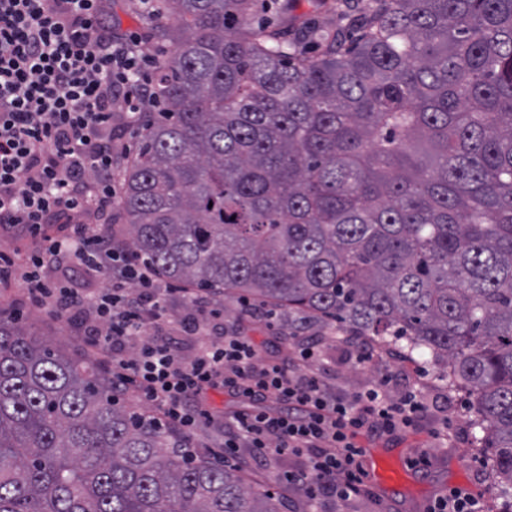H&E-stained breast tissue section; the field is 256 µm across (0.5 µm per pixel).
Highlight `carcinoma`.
Listing matches in <instances>:
<instances>
[{
	"label": "carcinoma",
	"mask_w": 512,
	"mask_h": 512,
	"mask_svg": "<svg viewBox=\"0 0 512 512\" xmlns=\"http://www.w3.org/2000/svg\"><path fill=\"white\" fill-rule=\"evenodd\" d=\"M258 5L156 4L127 245L172 285L429 350L512 488V0H343L325 28ZM283 510L0 310V512Z\"/></svg>",
	"instance_id": "1"
}]
</instances>
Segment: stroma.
<instances>
[{"instance_id":"35a3bbf8","label":"stroma","mask_w":512,"mask_h":512,"mask_svg":"<svg viewBox=\"0 0 512 512\" xmlns=\"http://www.w3.org/2000/svg\"><path fill=\"white\" fill-rule=\"evenodd\" d=\"M0 309L18 313L33 331L54 342L63 354L82 358L91 350L83 338V317H58L49 311L29 307L25 284L13 277L0 281ZM293 328L286 310H279L273 328L261 325L250 330L261 357H287V340ZM327 360L324 378L338 393L348 394L382 376H390L394 392L419 384L426 409L415 424L391 437L360 435L364 447L362 465L367 474L370 497L348 507L333 499H322L319 512H426L427 506L449 489L481 490L491 479L492 469L485 453L475 442L471 425L469 396L464 389H448L444 382L447 366L430 354L416 351L395 357L391 348L378 345L367 337L354 342L343 340V330L324 329ZM369 348L373 357L362 362L360 348ZM206 404L213 421L201 422L192 435L197 455H208L224 444V419L239 402L221 390L210 391ZM237 457L247 464L246 475L252 482L281 493L288 512H304L306 503L284 480L286 472L302 465L300 458L288 454L271 455L264 468H256L251 449L241 448ZM391 467L396 477L386 480L384 467Z\"/></svg>"}]
</instances>
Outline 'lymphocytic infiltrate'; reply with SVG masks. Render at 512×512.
Segmentation results:
<instances>
[{
	"mask_svg": "<svg viewBox=\"0 0 512 512\" xmlns=\"http://www.w3.org/2000/svg\"><path fill=\"white\" fill-rule=\"evenodd\" d=\"M147 60L139 33L113 29L108 0H0V226L37 240L19 272L28 299L59 316L88 312L86 344L113 386L160 407V424L192 434L212 418L204 396L224 389L250 404L226 425L224 460L242 445L260 461L287 452L305 461L285 478L307 503L361 497L359 430L382 436L412 426L425 408L418 391L392 395L384 378L337 394L324 380L321 336H296L288 361L260 359L246 332L219 333V310L197 292V314L181 328L201 342L184 357L162 323L171 288L102 228L119 162L114 107H125L127 125L144 122L155 101ZM83 212L98 225L75 222ZM53 224L60 232H50ZM73 268L103 277L107 288L80 294L67 275ZM134 338L142 344L125 356Z\"/></svg>",
	"mask_w": 512,
	"mask_h": 512,
	"instance_id": "1",
	"label": "lymphocytic infiltrate"
}]
</instances>
